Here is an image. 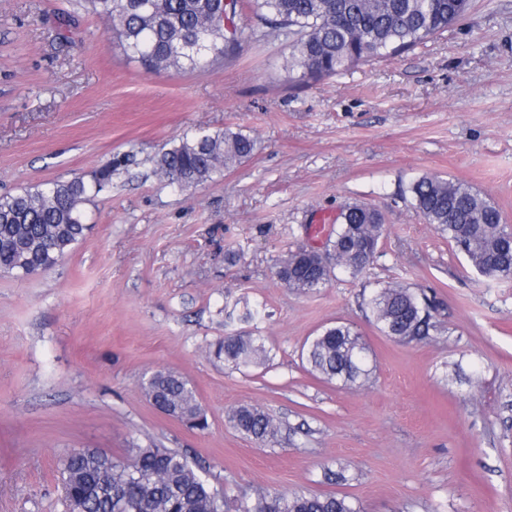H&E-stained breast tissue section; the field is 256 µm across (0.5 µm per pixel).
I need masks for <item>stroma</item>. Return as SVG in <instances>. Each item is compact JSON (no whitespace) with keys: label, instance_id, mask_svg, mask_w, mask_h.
Wrapping results in <instances>:
<instances>
[{"label":"stroma","instance_id":"35a3bbf8","mask_svg":"<svg viewBox=\"0 0 512 512\" xmlns=\"http://www.w3.org/2000/svg\"><path fill=\"white\" fill-rule=\"evenodd\" d=\"M288 53L269 35L207 69L148 72L78 0H0V195L120 164L67 257L0 272V512H67L66 450L148 446L185 454L228 512L274 490L512 512V279L483 280L408 192L426 173L462 180L512 225V0H471L426 45L318 82L292 79ZM227 126L255 139L248 161L187 191L154 174L162 146ZM355 202L385 217L370 265L288 288L279 261L326 250L314 221ZM392 281L432 300L430 339L369 321L363 292ZM339 322L370 349L354 385L301 357ZM239 333L262 338L264 365L213 356ZM160 369L190 381L206 430L150 404ZM242 406L279 422L274 441L228 423Z\"/></svg>","mask_w":512,"mask_h":512}]
</instances>
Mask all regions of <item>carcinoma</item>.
<instances>
[{
    "label": "carcinoma",
    "instance_id": "1",
    "mask_svg": "<svg viewBox=\"0 0 512 512\" xmlns=\"http://www.w3.org/2000/svg\"><path fill=\"white\" fill-rule=\"evenodd\" d=\"M81 6L107 19L113 37L130 60L152 71L194 70L232 57L261 27L288 44L284 62L299 79L320 81L424 44L459 21L469 0H82ZM248 9L258 27L241 26L235 17ZM256 142L239 128L204 130L157 154L155 173L194 188L249 159ZM112 183V168L92 181L54 180L0 196V271L26 276L47 271L80 241L88 225L83 205ZM415 208L464 254L487 281L512 278V232L500 208L470 185L424 174L408 187ZM385 231L378 210L353 203L331 240V262L291 253L278 266L289 288H321L339 270L358 276L373 259ZM373 325L400 341H422L435 329L432 305L410 286L389 283L365 299ZM369 348L350 326L338 324L313 337L303 356L323 379L351 384L370 373ZM213 355L239 369L264 363L266 351L256 336H228ZM157 394L154 382H143ZM165 402L200 409L189 381L171 374L162 389ZM228 421L262 442L278 434L264 411L240 407ZM63 492L83 512H211L216 491L187 457L162 448H135L118 459L95 448H75L62 458ZM238 512H359L347 495L288 494L263 491L240 504Z\"/></svg>",
    "mask_w": 512,
    "mask_h": 512
}]
</instances>
